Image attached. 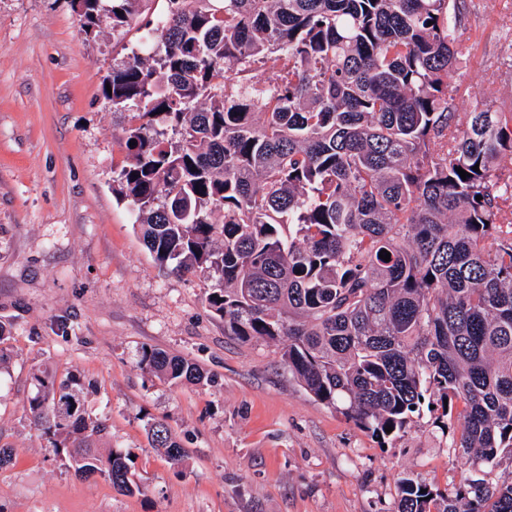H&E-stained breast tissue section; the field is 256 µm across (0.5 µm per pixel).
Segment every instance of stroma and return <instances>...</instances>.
I'll list each match as a JSON object with an SVG mask.
<instances>
[{
  "label": "stroma",
  "mask_w": 512,
  "mask_h": 512,
  "mask_svg": "<svg viewBox=\"0 0 512 512\" xmlns=\"http://www.w3.org/2000/svg\"><path fill=\"white\" fill-rule=\"evenodd\" d=\"M455 104L483 92L512 110V0H466ZM166 8L145 0L124 33L87 34L71 0H0V512H394L404 474L449 487L468 468L421 419L380 447L298 382L282 345L225 336L204 270L160 268L112 193L126 120L103 103L113 58L138 49ZM156 348L196 363L201 384L140 367ZM80 372L101 447L131 453L142 490L76 477L28 414L33 376ZM166 421L187 457L171 466L146 434Z\"/></svg>",
  "instance_id": "obj_1"
}]
</instances>
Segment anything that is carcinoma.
<instances>
[{
	"mask_svg": "<svg viewBox=\"0 0 512 512\" xmlns=\"http://www.w3.org/2000/svg\"><path fill=\"white\" fill-rule=\"evenodd\" d=\"M141 2L72 0L87 35ZM166 2L146 55L101 82L128 117L112 192L147 250L208 269L227 335L285 342L306 391L380 445L423 411L459 430L469 475L444 490L405 475L396 512H512V112L487 94L462 117L448 94L464 0ZM140 367L207 379L156 349ZM34 388L29 413L75 474L142 492L129 454L97 448L81 374ZM147 436L182 464L165 422Z\"/></svg>",
	"mask_w": 512,
	"mask_h": 512,
	"instance_id": "cac0c4a2",
	"label": "carcinoma"
}]
</instances>
